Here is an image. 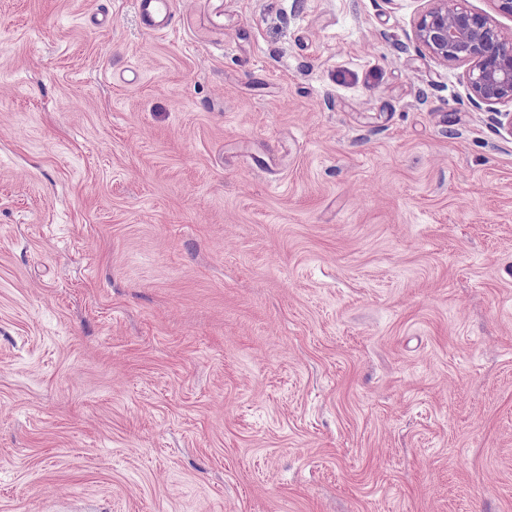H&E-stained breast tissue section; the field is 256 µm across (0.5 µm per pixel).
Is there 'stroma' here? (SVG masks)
Segmentation results:
<instances>
[{
  "label": "stroma",
  "mask_w": 512,
  "mask_h": 512,
  "mask_svg": "<svg viewBox=\"0 0 512 512\" xmlns=\"http://www.w3.org/2000/svg\"><path fill=\"white\" fill-rule=\"evenodd\" d=\"M430 0H0V512H512V137ZM135 5L150 30L161 32L171 26L174 16L173 0H136Z\"/></svg>",
  "instance_id": "1"
}]
</instances>
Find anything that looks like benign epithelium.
<instances>
[{
    "label": "benign epithelium",
    "instance_id": "7a95c632",
    "mask_svg": "<svg viewBox=\"0 0 512 512\" xmlns=\"http://www.w3.org/2000/svg\"><path fill=\"white\" fill-rule=\"evenodd\" d=\"M415 25L413 40L434 59L467 66L469 97L478 109L512 136V34H505L487 15L471 12L466 0H431Z\"/></svg>",
    "mask_w": 512,
    "mask_h": 512
}]
</instances>
